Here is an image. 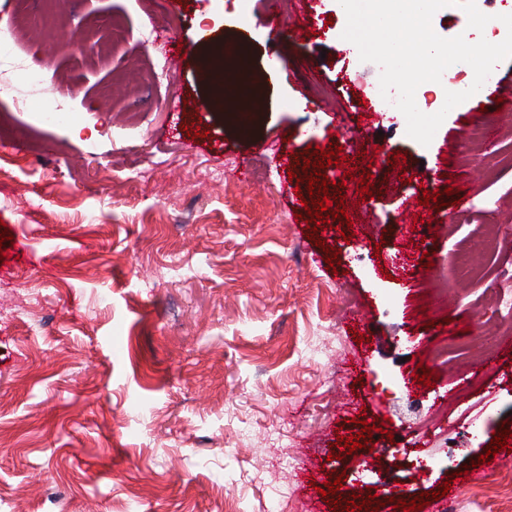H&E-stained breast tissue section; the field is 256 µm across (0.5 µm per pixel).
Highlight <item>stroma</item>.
<instances>
[{
    "mask_svg": "<svg viewBox=\"0 0 512 512\" xmlns=\"http://www.w3.org/2000/svg\"><path fill=\"white\" fill-rule=\"evenodd\" d=\"M271 8L57 0L47 23L44 0H29L18 53L43 81L0 96L16 130L0 139V512H308L311 486L330 476L352 499L370 454L336 440L377 416L392 430L425 423L418 448L441 460L407 500L461 475L455 499L423 512H507L512 452L486 477L485 441L467 425L490 418L491 439L512 424V354L442 365L430 346L447 318L466 340L499 344L512 327L460 272L471 259L485 280L512 274V111L486 85L421 145L403 115L364 111L380 68L339 51L336 0H277L273 26ZM303 11L314 33L269 65L275 33ZM201 27L211 40L197 46ZM238 36L250 66L223 78L231 108H209L200 63ZM52 96L68 120L39 126ZM198 127L205 139L191 138ZM330 136L386 156L348 242L309 231L287 198L289 174L309 179L311 149ZM399 152L431 189L456 190L434 210L430 270L397 229L402 201L422 194L388 181ZM349 317L374 335L354 342ZM421 365L434 387L416 382ZM475 372L483 387L464 390Z\"/></svg>",
    "mask_w": 512,
    "mask_h": 512,
    "instance_id": "1",
    "label": "stroma"
}]
</instances>
